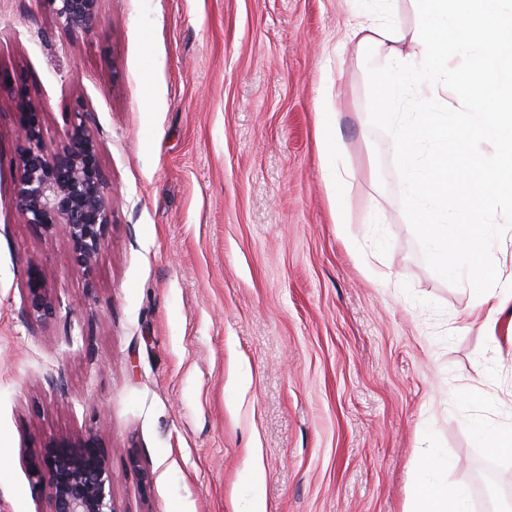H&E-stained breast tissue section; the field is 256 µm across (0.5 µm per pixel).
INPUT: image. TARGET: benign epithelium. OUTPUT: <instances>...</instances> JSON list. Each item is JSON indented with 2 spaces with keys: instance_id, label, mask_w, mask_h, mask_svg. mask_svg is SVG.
<instances>
[{
  "instance_id": "1",
  "label": "benign epithelium",
  "mask_w": 512,
  "mask_h": 512,
  "mask_svg": "<svg viewBox=\"0 0 512 512\" xmlns=\"http://www.w3.org/2000/svg\"><path fill=\"white\" fill-rule=\"evenodd\" d=\"M58 27L72 40L89 38L100 25L98 0H43ZM19 135L24 148L15 179V200L25 223L43 233L63 227L70 247L66 262L89 278L112 224V203L103 190L99 149L85 112L75 105L64 137L44 144L40 107L17 88ZM58 300L42 275L28 274L21 317L46 322L56 317ZM33 486L46 512H115L112 468L93 433L61 436L25 457Z\"/></svg>"
}]
</instances>
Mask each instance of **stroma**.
Wrapping results in <instances>:
<instances>
[{
    "mask_svg": "<svg viewBox=\"0 0 512 512\" xmlns=\"http://www.w3.org/2000/svg\"><path fill=\"white\" fill-rule=\"evenodd\" d=\"M98 11L72 41L41 0H0V74L39 102L47 148L83 104L112 202L89 289L65 232L16 206L0 86V512H44L23 453L86 432L116 512H406L418 479L482 512L480 465L512 496V455L477 437L512 420V331L487 335L467 283L427 264L369 118L368 67L390 56L350 37L390 22L414 52L410 0ZM32 268L60 301L47 326L20 315Z\"/></svg>",
    "mask_w": 512,
    "mask_h": 512,
    "instance_id": "stroma-1",
    "label": "stroma"
}]
</instances>
